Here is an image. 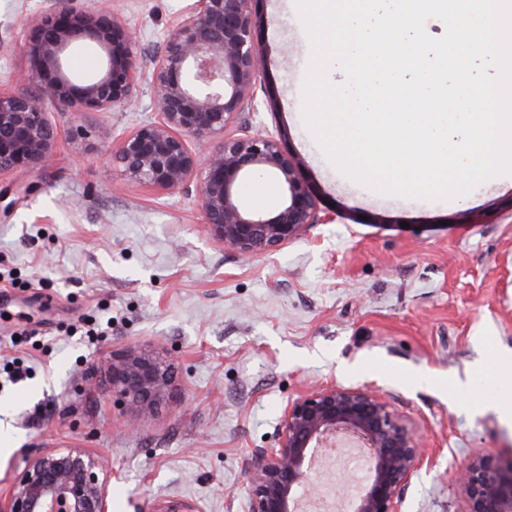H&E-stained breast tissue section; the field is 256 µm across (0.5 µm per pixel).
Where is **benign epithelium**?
<instances>
[{"instance_id": "obj_1", "label": "benign epithelium", "mask_w": 512, "mask_h": 512, "mask_svg": "<svg viewBox=\"0 0 512 512\" xmlns=\"http://www.w3.org/2000/svg\"><path fill=\"white\" fill-rule=\"evenodd\" d=\"M85 0H43L19 49L29 62L33 92L0 87V174L35 176L54 154L59 129L51 112H107L128 107L148 88L156 121L122 136L112 164L126 179L172 193L196 183L204 224L241 257H259L300 238L319 215L300 164L281 139L250 131L243 117L257 111L262 51L255 37V0H190L164 35L160 52L138 54L139 36L120 17ZM76 40L98 47L100 73L71 74L66 53ZM244 127L231 135L229 128ZM212 144L202 158L189 141ZM272 173L285 188L281 204L255 215L240 204L247 176ZM112 391L136 417L158 413L175 394L171 357L128 348L103 364ZM338 431L359 436L370 450L369 478L353 512H400L403 494L421 468L424 448L407 421L366 386H321L286 404L275 445L249 463L248 512H298L311 461ZM109 472L85 448H52L33 456L0 512H109ZM466 512H512V455H474L458 472Z\"/></svg>"}]
</instances>
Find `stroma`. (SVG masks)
I'll return each mask as SVG.
<instances>
[{
	"instance_id": "1",
	"label": "stroma",
	"mask_w": 512,
	"mask_h": 512,
	"mask_svg": "<svg viewBox=\"0 0 512 512\" xmlns=\"http://www.w3.org/2000/svg\"><path fill=\"white\" fill-rule=\"evenodd\" d=\"M155 49L187 0H104ZM255 0L264 67L252 127L284 136L329 224L241 260L209 234L195 187L171 194L112 165L118 139L157 120L148 96L55 113L53 157L0 176V354L32 372L0 381V482L36 453L86 448L112 469V512H246L247 465L289 399L321 385L379 389L426 446L402 512H464L455 482L476 453L512 450V173L462 200L378 199L308 130L296 87L302 21ZM40 0H0V86L32 89L18 49ZM91 132L68 137L73 122ZM271 174L242 207L275 209ZM130 347L171 354L175 397L128 429L98 366ZM491 403L476 410L475 401Z\"/></svg>"
}]
</instances>
